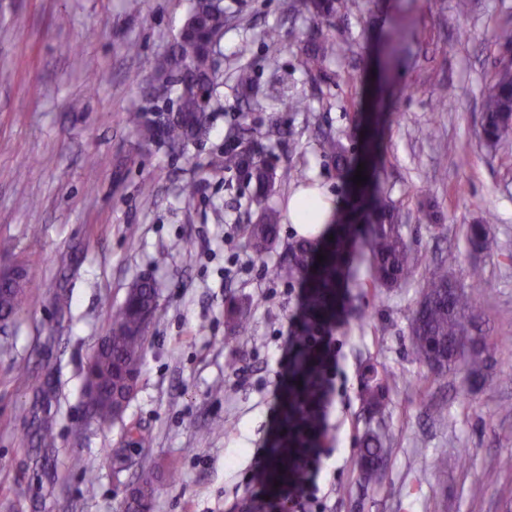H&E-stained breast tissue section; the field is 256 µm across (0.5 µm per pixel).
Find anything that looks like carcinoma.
<instances>
[{
	"mask_svg": "<svg viewBox=\"0 0 512 512\" xmlns=\"http://www.w3.org/2000/svg\"><path fill=\"white\" fill-rule=\"evenodd\" d=\"M358 0H297L294 9L318 19L330 21L358 8ZM225 12L220 0H191L188 16L176 41L159 65L157 84L166 92L177 89V112L160 126L146 119L143 112H129L126 122L145 142L161 139L173 150H183L209 136L213 112L222 108L215 96L223 74L215 67L214 38L224 32ZM344 51L333 38L310 42L302 59L309 72H322L327 61ZM235 83L241 96V110H250L258 102L257 77L246 65L237 69ZM265 98L278 100L293 112L306 110V105L289 85L288 73L275 77ZM481 137L485 146L497 148L512 130V57L500 58L491 83L482 99ZM321 152L343 178L354 170L350 146L332 132L319 138ZM216 165L254 183L248 206L256 207L258 219L243 228L244 247L257 259L278 245L280 213L268 204V198L279 180L277 165L270 158L248 155L237 147L224 148V156ZM360 205L366 207V221L353 222L342 212L334 214L333 239L300 237L288 243L286 258L276 267L275 276L290 284L303 281L307 288L304 310L305 326L298 333L303 342L310 329L329 324L336 317V290L347 280L364 287L397 288L415 275L422 280L417 306L409 331V352L436 374L464 370L469 378L484 383L488 379L490 344L478 327V302L452 275L457 264L453 252L442 256L434 266L422 264L407 240L392 201L383 193H361ZM489 229L484 224H471L468 241L475 249L488 245ZM324 260L317 261V255ZM368 271L367 282L360 281L359 266ZM27 288L12 281H0V323L5 325L26 308ZM159 292L149 279L135 282L127 291L123 304L112 316L107 333L110 344L96 348L85 365L83 406L90 421L102 426L114 420L116 410L128 406L134 397L142 369L146 333L145 317L158 311ZM228 323L240 336L252 335L250 323L238 305L228 303ZM320 357L304 352L298 359L284 398L287 430L282 446L298 448L310 443V431L316 418L305 403L320 382ZM362 398L370 412L379 414L385 406V389L380 383L365 384ZM392 437L385 429L370 430L360 440L361 478L370 483L377 479L380 463ZM70 467L78 470L88 486L98 479V467L80 456L70 459ZM136 484L123 500V512H152L155 500L156 473L152 468L138 467Z\"/></svg>",
	"mask_w": 512,
	"mask_h": 512,
	"instance_id": "cac0c4a2",
	"label": "carcinoma"
}]
</instances>
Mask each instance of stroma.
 <instances>
[{"label": "stroma", "instance_id": "stroma-1", "mask_svg": "<svg viewBox=\"0 0 512 512\" xmlns=\"http://www.w3.org/2000/svg\"><path fill=\"white\" fill-rule=\"evenodd\" d=\"M293 3L224 0V108L203 144L179 152L141 143L125 115L165 108L152 87L190 0H144L135 15L124 0H0V240L13 244L0 265L24 263L31 289L27 309L0 328V512H120L131 478L103 463L108 448L130 449L159 471L153 512H244L255 503L281 512L275 485L258 487L251 471L255 450L283 427L272 407L289 379L277 359L304 292L274 269L293 226L282 220L280 248L255 259L241 235L248 188L211 166L244 117L235 94L244 63L262 85L288 73L308 105L292 112L263 98L244 117L261 132L272 123L288 131L262 142L286 173L272 205L287 211L289 198L315 183L350 210L355 185L337 179L318 133L352 135L358 156L374 152V182L425 263L453 250L460 282L472 263L485 270L474 293L494 366L480 387L460 373L431 375L409 354L418 283L339 289L338 370L318 477L324 512H512V469L495 468L512 457V136L491 153L480 127L501 54L496 31L512 17V0H471L464 16L455 0H360L331 25L296 14ZM402 20L407 37L391 47L386 35ZM301 33L335 37L348 49L326 74L305 71ZM245 41L251 53L242 60L236 51ZM130 42L136 53L126 52ZM441 82L455 96L439 108ZM147 184L155 203L145 208ZM482 220L490 246L476 253L466 230ZM144 276L156 282L159 311L142 374L122 418L101 426L84 411V367L128 287ZM231 299L253 336L233 334L224 317ZM19 363L28 373L16 372ZM368 368L387 383L375 416L361 396ZM436 403L447 425L433 421ZM43 424L54 447L39 444ZM133 425L150 433L148 444L131 442ZM380 426L393 442L367 484L358 442ZM73 455L98 461L94 491L69 469Z\"/></svg>", "mask_w": 512, "mask_h": 512}]
</instances>
